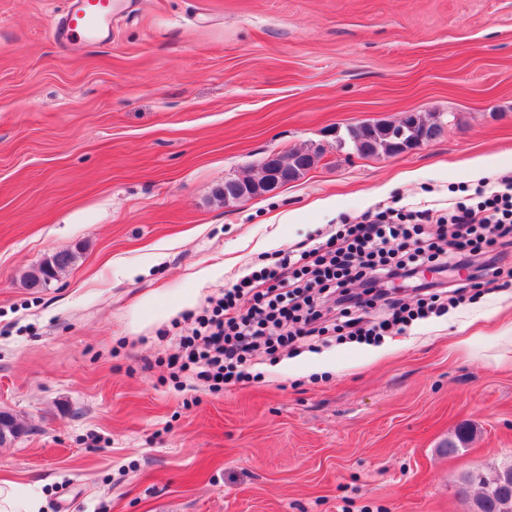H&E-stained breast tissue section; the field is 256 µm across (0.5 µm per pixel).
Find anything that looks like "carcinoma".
Listing matches in <instances>:
<instances>
[{"instance_id": "carcinoma-1", "label": "carcinoma", "mask_w": 512, "mask_h": 512, "mask_svg": "<svg viewBox=\"0 0 512 512\" xmlns=\"http://www.w3.org/2000/svg\"><path fill=\"white\" fill-rule=\"evenodd\" d=\"M406 122L414 131L430 140L437 138L443 130L442 124L430 122L417 114L408 116ZM394 142L395 138L390 134L388 124H359L345 128L338 146L342 149L348 147L361 155L378 156L393 154ZM317 154L316 150L298 149L280 155L289 179L296 180L308 171ZM75 260L76 253L70 250L59 251L28 272L25 283L31 287L46 286L57 279ZM22 431L23 425L16 417L0 413V444L16 438ZM469 438L470 431L460 429L444 443L439 453L455 455ZM455 495L469 501L470 512H512V461L465 473L455 486Z\"/></svg>"}]
</instances>
